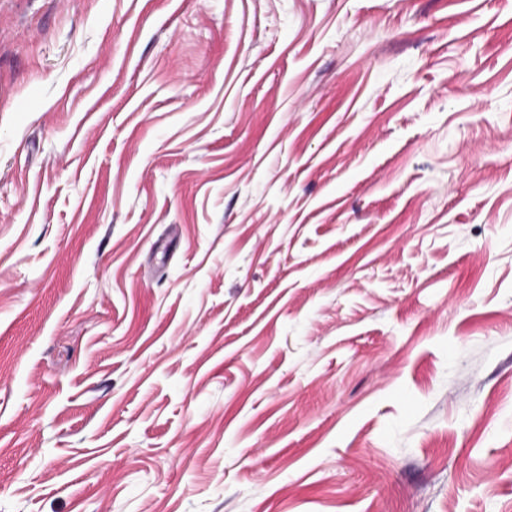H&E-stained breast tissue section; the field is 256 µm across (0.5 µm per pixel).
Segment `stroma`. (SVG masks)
I'll list each match as a JSON object with an SVG mask.
<instances>
[{"instance_id":"35a3bbf8","label":"stroma","mask_w":512,"mask_h":512,"mask_svg":"<svg viewBox=\"0 0 512 512\" xmlns=\"http://www.w3.org/2000/svg\"><path fill=\"white\" fill-rule=\"evenodd\" d=\"M0 512H512V0H0Z\"/></svg>"}]
</instances>
